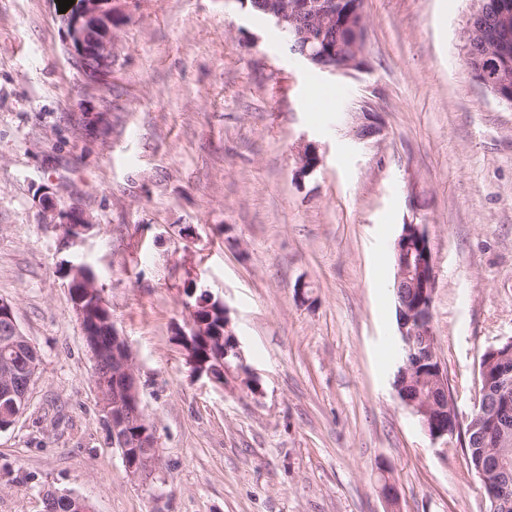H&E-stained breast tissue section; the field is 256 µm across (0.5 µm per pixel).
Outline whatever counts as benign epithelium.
<instances>
[{
    "instance_id": "benign-epithelium-1",
    "label": "benign epithelium",
    "mask_w": 512,
    "mask_h": 512,
    "mask_svg": "<svg viewBox=\"0 0 512 512\" xmlns=\"http://www.w3.org/2000/svg\"><path fill=\"white\" fill-rule=\"evenodd\" d=\"M268 20L288 32L291 50L325 71H346L362 66L368 19L364 0H318L319 7L309 11L303 0H255ZM478 8L470 16L464 36L469 45H480L487 69L478 70L479 84L500 101L512 105V96L502 93V86L512 80V3L509 0H476ZM65 45L83 73L98 81L112 70V0H78L77 7L65 15ZM343 56L335 63L336 56ZM381 128L369 112H362L359 136L371 138ZM319 165L315 148L302 154L299 173L306 176ZM56 192L45 187L39 195L43 214L51 223L60 224L66 241L79 238L92 224L79 207L61 209ZM395 282L398 307V333L401 348L400 377L405 385L418 388L416 396L396 387L400 400L414 414L422 416L421 425L434 440L463 431L448 382L441 368L435 337L431 328V303L436 287V270L425 225L407 224L394 243ZM69 290L73 311L81 325L94 360V382L111 433L112 447L121 451L128 476L147 478L159 461L156 429L149 421L137 384L133 355L112 323L104 304L93 314L83 304L85 294H92L96 284L88 280L77 265L70 268ZM211 303L198 300L192 308L189 331L179 336H208V323L197 316L198 308ZM0 326L6 356L0 360V401L13 406L26 403L34 371L7 356L19 341L26 340L14 316L11 303L0 301ZM222 379L249 369L239 341L224 343ZM488 365L493 369L490 384L493 396L485 401L486 428L479 432V447L489 448L478 470V477L490 512L506 509V488L512 479L507 448L512 446V338L490 350Z\"/></svg>"
}]
</instances>
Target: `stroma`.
<instances>
[{
	"label": "stroma",
	"mask_w": 512,
	"mask_h": 512,
	"mask_svg": "<svg viewBox=\"0 0 512 512\" xmlns=\"http://www.w3.org/2000/svg\"><path fill=\"white\" fill-rule=\"evenodd\" d=\"M88 81L56 0H0V299L40 361L0 431V512L55 488L94 512H487L458 437L398 399L393 245L426 225L431 326L460 422L482 353L512 337V106L473 78L474 0H366L361 69L285 47L243 0H115ZM341 89L330 108L311 87ZM382 126L360 139L362 110ZM320 164L297 174L304 145ZM94 226L75 245L43 187ZM83 263L134 357L155 475L113 448L64 273ZM305 285L307 298L295 295ZM231 311L258 393L195 376L187 288Z\"/></svg>",
	"instance_id": "1"
}]
</instances>
